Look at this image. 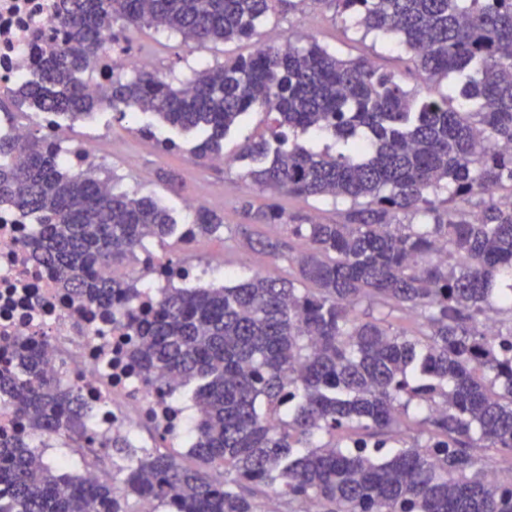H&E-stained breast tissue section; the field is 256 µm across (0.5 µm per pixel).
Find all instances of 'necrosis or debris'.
<instances>
[{
	"instance_id": "necrosis-or-debris-1",
	"label": "necrosis or debris",
	"mask_w": 512,
	"mask_h": 512,
	"mask_svg": "<svg viewBox=\"0 0 512 512\" xmlns=\"http://www.w3.org/2000/svg\"><path fill=\"white\" fill-rule=\"evenodd\" d=\"M54 0H0V94L16 90L34 72L37 46L61 38L63 27ZM36 227L14 207L0 203V351L19 336H37L36 357L45 372L77 388L97 416L101 434L127 442L143 429L165 432L179 454H190L183 442L186 408L168 391L146 387L124 353L127 329L122 317L104 322L91 305L73 297L56 271L41 266L28 247ZM133 301L137 310L156 305L168 288L194 279L188 265L161 263L145 253L133 272L108 268L107 278L140 279Z\"/></svg>"
}]
</instances>
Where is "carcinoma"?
<instances>
[{"instance_id": "obj_1", "label": "carcinoma", "mask_w": 512, "mask_h": 512, "mask_svg": "<svg viewBox=\"0 0 512 512\" xmlns=\"http://www.w3.org/2000/svg\"><path fill=\"white\" fill-rule=\"evenodd\" d=\"M308 1L366 35L395 36L419 82L409 89L367 57L289 35L176 84L119 65L100 93L87 90L107 29L150 26L204 47L249 39ZM56 9L67 40L39 51L12 103L73 119L151 113L164 128L197 132L205 162L263 110L274 115L273 141L245 144L244 177L271 196L349 207L325 223L243 200L246 223L284 224L305 241L293 274L175 288L151 318L127 312L143 382L176 378L191 391V464L101 436L73 390L38 368V341L17 344L25 369L0 375L11 411L35 435L64 437L71 464L99 477L34 468L28 447L0 442V512H132L142 497L161 512H257V497L272 493L317 512H512V475L481 456L512 457V193L498 195L512 187V0H57ZM298 132L327 144L288 146ZM61 154L34 134L0 137V201L37 224L36 260L110 318L112 299L135 282L99 270L134 268L177 221L151 197L104 189L94 168H64ZM191 224L200 236L224 232V218L202 206ZM412 403L411 437L402 424ZM114 469L125 473L119 485Z\"/></svg>"}]
</instances>
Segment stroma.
Returning <instances> with one entry per match:
<instances>
[{
  "label": "stroma",
  "instance_id": "obj_1",
  "mask_svg": "<svg viewBox=\"0 0 512 512\" xmlns=\"http://www.w3.org/2000/svg\"><path fill=\"white\" fill-rule=\"evenodd\" d=\"M290 34L314 36L320 44L335 49L344 58L363 54L370 56L374 64L383 70L405 73L407 84L416 82L415 75L408 71L410 63L406 55L394 50L393 39L361 37L314 4L296 13L271 16L247 40L196 48L185 44L181 36L159 33L146 27L119 40L113 52L117 55L149 56L155 69L179 77L193 68L249 55L257 44L275 43ZM57 122L56 140L62 149L86 144L95 146L102 158L103 170L116 174L122 189L161 199L179 223L185 224L191 219L184 207L185 199L190 197L205 198L208 207L222 215L225 224L231 228L243 221L239 203L244 199L251 200L257 207L274 203L289 213L309 211L327 222L341 218L331 201L303 200L285 195L273 198L244 179L248 163L237 160L236 154L245 140L269 139L271 118L266 113H249L225 137L223 153L226 162L219 167L202 163L195 157L196 133L171 131L170 136L176 143L172 150L142 136L141 128L157 124L156 118L149 114L140 115L138 121L131 122L112 110L104 109L89 120L73 121L61 116ZM169 171L179 176L181 188H173L161 180V173ZM257 231L279 242L278 256L248 249L241 237L227 243L223 238L213 236H199L190 242L174 236L165 244H153L152 250L172 264L195 267L204 285L231 284L256 272L287 277L292 268V256L305 249V242L289 237L287 227L280 224H261Z\"/></svg>",
  "mask_w": 512,
  "mask_h": 512
}]
</instances>
